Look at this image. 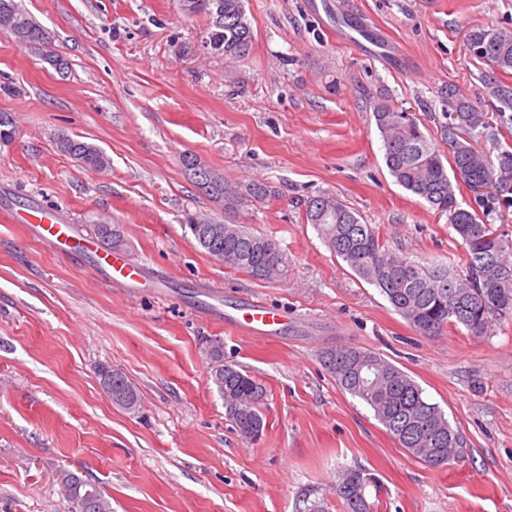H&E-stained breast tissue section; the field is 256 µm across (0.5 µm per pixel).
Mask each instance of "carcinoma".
<instances>
[{"label":"carcinoma","instance_id":"cac0c4a2","mask_svg":"<svg viewBox=\"0 0 512 512\" xmlns=\"http://www.w3.org/2000/svg\"><path fill=\"white\" fill-rule=\"evenodd\" d=\"M0 11L14 15L13 42L37 45L50 39L49 32L24 12L17 0H0ZM198 11L209 17L210 40L224 50V58L243 61L250 56L254 36L244 0H224V15L219 21L206 5H200ZM468 41L475 58L500 72H512V30L475 28ZM448 105L455 106L453 122L448 124L451 140L456 137L455 123L478 111V107L451 88ZM373 116L390 175L435 212L448 215L464 249L465 273L425 265L392 252L379 231L362 223L358 214L333 193L307 197L306 223L314 226L334 256L357 277L379 288L394 310L422 335H435L446 326H454L482 336L493 325L511 321L512 281L503 283L490 260L496 258L512 269V251L479 211L459 206L454 181L463 182L471 190L478 183L496 184L501 191L511 187L512 151L499 152L495 163L466 146L446 156L427 138L414 115L379 102ZM57 148L89 170L102 171L110 164L97 145L66 134L57 141ZM450 171L454 176L448 175ZM247 185V197L224 195V213L235 214L277 193L275 187L263 181L253 180ZM95 231L101 247L109 252L122 241L119 224L112 225L110 235L100 225ZM202 249L213 259L224 255L225 266L259 281L278 282L288 275L287 254L272 238L252 232L245 224L228 225L224 234L208 237ZM210 356V378L224 397L226 414L239 436L250 441L260 438L265 427L260 410L265 388L245 370L224 363L220 346H212ZM320 361L336 385L365 403L395 443L413 457L430 466H444L449 462L448 449L462 447L460 434L452 429L440 407L392 362L355 347L325 349ZM109 371L112 390L121 393L135 389L119 369L103 366L99 374ZM59 478L76 512H112V503L100 487L68 470L60 471ZM365 489L363 473L349 468L343 471L336 484L343 512H374L376 505L368 500Z\"/></svg>","mask_w":512,"mask_h":512}]
</instances>
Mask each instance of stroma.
Here are the masks:
<instances>
[{
    "mask_svg": "<svg viewBox=\"0 0 512 512\" xmlns=\"http://www.w3.org/2000/svg\"><path fill=\"white\" fill-rule=\"evenodd\" d=\"M49 48L0 33V512H68L70 470L104 488L112 512H340L336 481L357 468L378 512H512V321L487 335L415 332L304 220L331 192L397 253L464 270L447 216L398 186L373 109L414 114L441 142L448 89L487 115L472 145L512 146V73L475 58L474 27L512 30V0H245L248 60L208 44L210 20L179 0H18ZM65 57L66 70L46 63ZM79 135L102 172L61 153ZM278 194L236 214L183 174V154ZM54 213L90 236L122 226L146 285L107 282L10 215ZM208 214L272 237L288 276L266 283L212 259L185 217ZM221 284L215 297L205 282ZM283 317L275 336L229 324L249 302ZM266 389L260 441L241 439L210 379V346ZM374 351L409 374L465 442L429 466L399 448L319 353ZM121 369L141 405L112 403L98 370ZM57 148L89 170L102 171L110 164L109 158L97 145L66 134L57 141Z\"/></svg>",
    "mask_w": 512,
    "mask_h": 512,
    "instance_id": "1",
    "label": "stroma"
}]
</instances>
